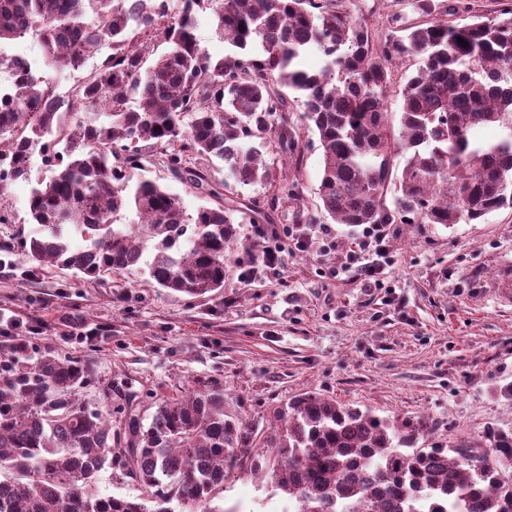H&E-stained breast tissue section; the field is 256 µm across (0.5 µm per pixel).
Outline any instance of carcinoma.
Wrapping results in <instances>:
<instances>
[{
    "label": "carcinoma",
    "mask_w": 512,
    "mask_h": 512,
    "mask_svg": "<svg viewBox=\"0 0 512 512\" xmlns=\"http://www.w3.org/2000/svg\"><path fill=\"white\" fill-rule=\"evenodd\" d=\"M493 2L484 13L468 0H410L377 42L366 19L330 0H182L177 13L169 0H0V45L34 34L47 62L71 70L85 66V44L110 49L72 92L79 112L8 63L0 196L30 179L31 143L50 175L29 197L27 223L40 233L0 243L3 260L88 280L145 268L160 287L191 297L224 287L236 207L189 214L166 187L129 186L128 173L144 165L148 143L164 148L173 179L201 193L220 196L197 165L217 157L241 183L266 185L271 204L293 201L299 129L281 122L263 151L241 144L265 139L292 101L319 138L320 211L338 224H479L512 209V0ZM204 8L235 48L224 59L196 40ZM149 36L169 48L148 66ZM313 45L326 62L304 69ZM410 56L419 65L400 85L395 124L385 100ZM490 124L505 136L479 142L477 129ZM270 153L289 173L276 178ZM129 212V223H117ZM92 376L81 355L0 336V512H173L174 501L224 512L213 502L236 471L264 474L295 512H512V427H488L482 444L425 448L423 418L379 417L305 392L265 429L224 412V388L213 382L155 400L148 423L132 407L114 422L80 398ZM105 468L140 495L100 494Z\"/></svg>",
    "instance_id": "carcinoma-1"
}]
</instances>
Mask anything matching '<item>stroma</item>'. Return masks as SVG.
<instances>
[{"label":"stroma","mask_w":512,"mask_h":512,"mask_svg":"<svg viewBox=\"0 0 512 512\" xmlns=\"http://www.w3.org/2000/svg\"><path fill=\"white\" fill-rule=\"evenodd\" d=\"M4 49L35 59L61 94L94 67H48L33 35ZM301 139L300 201L268 209L258 226L250 209L265 206V186L241 184L228 163L211 159L212 177L239 206L220 291L185 296L144 271L101 281L59 269L35 276L17 263L0 268V316L32 327L34 343L90 356L98 382L82 398L99 408L111 392L116 415L204 380L222 385L225 412L246 421L312 391L380 416L425 417L427 445L479 443L488 426H512V401L498 394L512 383V289L499 284L501 267H512V210L480 224L393 225L384 285L362 287L344 270L362 227L294 219L297 208L315 210L322 173L317 135L305 130ZM131 180L168 186L190 213L217 203L157 164ZM285 225L306 248L289 246L281 264L261 267L265 233ZM75 313L103 333L89 342L66 338L60 319ZM223 497L224 512H270L275 502L248 472L234 473Z\"/></svg>","instance_id":"obj_1"}]
</instances>
